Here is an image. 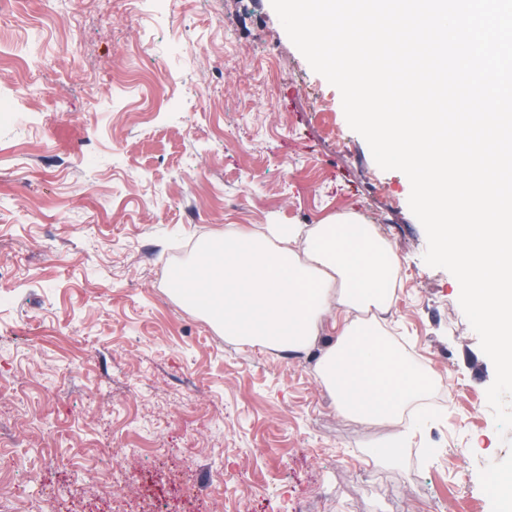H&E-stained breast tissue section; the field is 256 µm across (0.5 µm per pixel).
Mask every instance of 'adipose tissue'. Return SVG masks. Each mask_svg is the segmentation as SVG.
<instances>
[{
  "label": "adipose tissue",
  "mask_w": 512,
  "mask_h": 512,
  "mask_svg": "<svg viewBox=\"0 0 512 512\" xmlns=\"http://www.w3.org/2000/svg\"><path fill=\"white\" fill-rule=\"evenodd\" d=\"M399 260L375 225L339 213L311 228L238 227L208 240L175 270L174 294L226 338L288 356L329 336L315 368L336 413L389 427L367 454L400 461L416 429L408 419L435 380L381 322L397 302Z\"/></svg>",
  "instance_id": "1"
}]
</instances>
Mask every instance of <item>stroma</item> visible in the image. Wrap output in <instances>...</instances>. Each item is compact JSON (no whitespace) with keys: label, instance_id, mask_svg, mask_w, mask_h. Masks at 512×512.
Wrapping results in <instances>:
<instances>
[{"label":"stroma","instance_id":"1","mask_svg":"<svg viewBox=\"0 0 512 512\" xmlns=\"http://www.w3.org/2000/svg\"><path fill=\"white\" fill-rule=\"evenodd\" d=\"M181 45L173 55L172 45ZM0 512H491L495 377L410 182L381 169L271 0H0ZM177 110L148 112L160 95ZM352 212L402 271L389 325L437 385L402 460L316 354L225 340L170 290L240 224Z\"/></svg>","mask_w":512,"mask_h":512}]
</instances>
